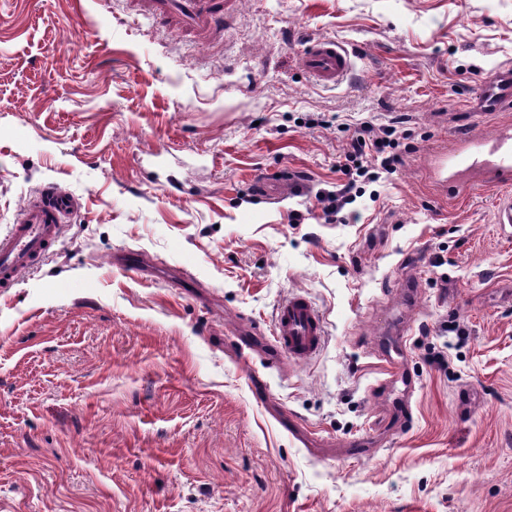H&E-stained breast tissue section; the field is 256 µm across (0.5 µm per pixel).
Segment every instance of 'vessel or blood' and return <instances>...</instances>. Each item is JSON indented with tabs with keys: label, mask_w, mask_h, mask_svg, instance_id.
<instances>
[{
	"label": "vessel or blood",
	"mask_w": 512,
	"mask_h": 512,
	"mask_svg": "<svg viewBox=\"0 0 512 512\" xmlns=\"http://www.w3.org/2000/svg\"><path fill=\"white\" fill-rule=\"evenodd\" d=\"M136 14L180 32L206 38L224 23L229 0H128ZM305 73L323 85H337L349 74L353 61L338 41L322 39L309 44L301 59ZM493 110L512 109V74L494 79L484 91ZM429 173L437 184L458 191L479 182L498 187L512 185V127L500 125L492 137L457 132L451 149L431 156ZM77 207L71 194L54 186L42 188L38 197L22 208L7 234L0 235V288H10L22 273L33 268L61 236L66 218ZM322 317L305 295L288 296L276 310L273 340L266 359L289 357L305 361L322 345Z\"/></svg>",
	"instance_id": "vessel-or-blood-1"
}]
</instances>
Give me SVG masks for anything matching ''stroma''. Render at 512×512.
<instances>
[{"mask_svg":"<svg viewBox=\"0 0 512 512\" xmlns=\"http://www.w3.org/2000/svg\"><path fill=\"white\" fill-rule=\"evenodd\" d=\"M327 38L354 51L335 87L301 67ZM507 65L512 0H237L208 44L125 0H0V234L47 184L79 203L0 291V512H512L504 192L446 196L426 162L512 124L482 94ZM363 121L403 122L410 148L328 219ZM281 170L283 198L254 189ZM295 292L320 352H239ZM392 316L411 393L381 385ZM406 400L404 427L380 424Z\"/></svg>","mask_w":512,"mask_h":512,"instance_id":"1","label":"stroma"}]
</instances>
